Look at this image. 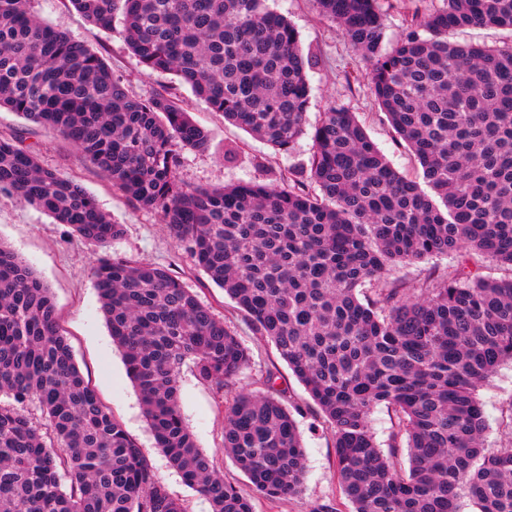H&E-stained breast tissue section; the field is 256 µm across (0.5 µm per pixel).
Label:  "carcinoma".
<instances>
[{
  "instance_id": "1",
  "label": "carcinoma",
  "mask_w": 512,
  "mask_h": 512,
  "mask_svg": "<svg viewBox=\"0 0 512 512\" xmlns=\"http://www.w3.org/2000/svg\"><path fill=\"white\" fill-rule=\"evenodd\" d=\"M98 27L121 19L150 73L170 72L212 110L273 148L305 134L310 87L298 34L266 0H71ZM377 0H316L354 49L386 119L419 164L398 172L356 116L331 105L292 186L190 187L179 152L209 135L165 92L141 100L83 43L0 0V109L55 130L175 240L271 341L334 437L350 512H512V436L485 444L477 390L512 363V41L451 42L465 27L512 31V0H445L412 14L381 52ZM320 190L309 191L307 182ZM0 191L105 246L122 228L73 179L0 138ZM452 254L445 277L390 271ZM92 275L156 447L211 512L251 501L199 448L179 400L182 366L218 390L249 363L238 336L161 267L104 255ZM241 388L227 401L224 451L266 497L305 477L290 409ZM0 512H186L77 365L49 288L0 242ZM36 404L43 422L28 411ZM383 405L388 452L369 421ZM407 450L402 460L401 449Z\"/></svg>"
}]
</instances>
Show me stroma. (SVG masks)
I'll list each match as a JSON object with an SVG mask.
<instances>
[{
    "instance_id": "1",
    "label": "stroma",
    "mask_w": 512,
    "mask_h": 512,
    "mask_svg": "<svg viewBox=\"0 0 512 512\" xmlns=\"http://www.w3.org/2000/svg\"><path fill=\"white\" fill-rule=\"evenodd\" d=\"M272 9L296 28L310 85L308 125L333 103L355 112L367 133L391 165L413 172L416 162L405 143L397 139L380 110L368 80L369 60L356 52L338 26L322 17L314 0H269ZM444 0H378L385 36L382 51H390L407 33L413 12L441 9ZM35 16L84 43L102 56L115 79L140 99L170 89L192 119L209 134L207 150L180 152L181 178L194 186L221 188L241 182L276 185L280 176L307 165L312 153L310 135H302L287 152L274 150L241 127L225 121L198 99L189 87L169 73H147L127 45L120 28L95 26L70 0H31ZM34 148L40 164L61 176L78 180L122 233L112 243L98 247L78 237L72 229L44 211L0 194V241L10 246L47 285L59 311L76 363L95 387L102 401L142 448L157 476L182 499L187 512H211L209 502L186 484L156 447L137 391L129 379L120 350L113 344L100 309L92 276L95 260L118 255L146 261L166 269L209 307L239 337L250 362L237 379L238 385L258 389L266 372L277 378L274 395L292 403V415L302 438L306 459L303 486L296 495L270 498L253 493L248 477L224 453V410L229 392L201 382L192 364L180 374V407L184 420L202 450L213 456L224 479L252 497L253 512H316L331 505L349 512L336 477L333 435L316 404L276 351L273 343L257 336L246 314L210 281L176 242L160 211L140 207L114 189L101 172L69 142L48 127L24 120L0 109V137ZM487 421L485 441L496 447L508 434L504 426L512 406V363L503 364L478 390Z\"/></svg>"
}]
</instances>
